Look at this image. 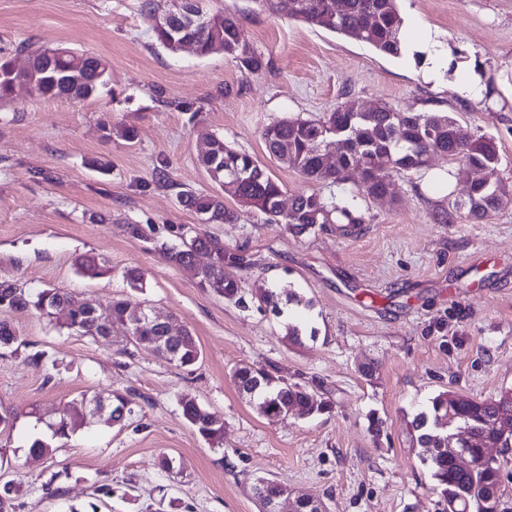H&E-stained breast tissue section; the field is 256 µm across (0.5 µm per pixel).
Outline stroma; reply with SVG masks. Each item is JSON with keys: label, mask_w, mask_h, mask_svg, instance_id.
Instances as JSON below:
<instances>
[{"label": "stroma", "mask_w": 512, "mask_h": 512, "mask_svg": "<svg viewBox=\"0 0 512 512\" xmlns=\"http://www.w3.org/2000/svg\"><path fill=\"white\" fill-rule=\"evenodd\" d=\"M145 0H0V57L21 46L69 47L107 63L105 84L81 101L17 88L0 104V281L51 287L101 311L127 299L191 331L199 361L182 368L114 325L81 336L33 310L0 306L18 334L0 349V410L19 417L0 430V485L16 512H259L248 492L265 477L326 503L330 512H444L411 423L444 391L491 399L512 388V201L479 224H438L433 211L466 199L467 182L426 185L394 177L384 198L358 197L352 233L319 224L300 233L245 211L206 232L243 254L233 267L235 304L168 263L161 243L200 225L185 191L215 185L198 161L211 134L247 152L286 195L349 193L307 182L271 158L268 125L316 118L353 100L446 112L468 135L493 136L497 178L512 185V0H401L405 24L441 31L463 60H479L488 96L473 100L425 82L415 65L359 41L260 10L255 0H205L234 13L268 63L247 73L216 52L170 51L154 41ZM139 138L128 143L118 128ZM106 172L89 169L92 159ZM148 232L133 235V226ZM105 259L89 279L74 259ZM139 268L143 291L123 273ZM286 288L303 303L278 317L250 299L258 286ZM301 329L288 339L289 325ZM41 353L40 366L28 358ZM241 363L277 370L330 400L323 414H259L232 376ZM126 394L118 424L85 415L64 439L48 423L82 398ZM194 397L224 420L210 447L182 416ZM378 421L371 430L370 421ZM54 453L29 452L33 438ZM172 471L158 465L160 455ZM110 486L103 495L101 486Z\"/></svg>", "instance_id": "obj_1"}]
</instances>
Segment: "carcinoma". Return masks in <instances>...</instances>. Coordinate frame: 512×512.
I'll list each match as a JSON object with an SVG mask.
<instances>
[{
	"label": "carcinoma",
	"instance_id": "carcinoma-1",
	"mask_svg": "<svg viewBox=\"0 0 512 512\" xmlns=\"http://www.w3.org/2000/svg\"><path fill=\"white\" fill-rule=\"evenodd\" d=\"M204 0H190L191 11L205 20L192 27L188 36L195 43L200 58L211 55L215 46L224 45V53L236 65L256 74L267 66L263 56L243 38L238 17L230 12L209 11ZM270 13L297 20L363 42L381 54L401 56L399 40L403 24L398 0H344L336 9V0H256ZM154 40L174 50L180 35L173 23L165 24L153 12L147 13ZM19 53L29 61L27 69H18L12 58L0 59V102L6 103L15 88L30 84L42 96L82 100L104 84L106 64L99 57L66 47H23ZM456 120L445 112L401 111L386 103H378L367 112L355 110V102L345 101L318 118L282 119L265 128L262 137L268 153L279 163L297 170L305 179L329 184L351 185L350 195L326 197L317 192H299L290 199L284 213L279 207L282 185L269 175L253 176L259 165L253 157L224 142V137L211 135L199 156L201 166L218 187L215 193L186 192L180 200L209 224H235L241 214L224 202V180L238 181L237 196L241 205L256 208L269 216V222L290 224L305 232L317 224H361L362 216L354 206L359 196L383 197L390 191L397 175L419 172L429 166L430 157L441 155L458 164L457 175L465 177L472 170L494 172L500 156L494 137L482 134L462 139L457 134ZM345 145L336 148V138ZM332 154L325 164L322 157ZM512 200V187L500 181H469L467 200L434 213L438 224H455L466 217L482 222L491 213ZM179 246L161 245L172 265L192 273L198 285L229 301H243L237 281L225 271L238 266L243 258L224 248V241L193 227L180 234ZM204 252L209 261L200 265L195 255ZM77 273L88 278L104 277L111 268L90 256L75 260ZM252 300L273 314H283L281 293L263 285L255 289ZM31 308L41 315L63 320L70 331L85 336L101 335V328L114 323L126 324L133 307L126 300L112 303L109 313L92 314L85 303L76 305L65 293L55 288H22L9 281L0 282V304ZM175 364L191 367L200 351L189 330H184ZM234 379L240 390L255 392L260 412L266 416L286 418L295 408L310 416L331 409V403L317 394L264 368L244 363L236 367ZM184 419L197 434L213 447L224 443V421L201 406L193 397L180 401ZM74 413L64 410L52 424V436L68 437ZM416 441L428 449L431 478L443 487L448 502L446 512H512L504 500L501 462L483 461L485 448H512V389L499 398L478 400L467 395L442 392L433 398L426 412L412 421ZM467 431L470 440L461 449L475 466L461 469L448 458V437L455 431Z\"/></svg>",
	"mask_w": 512,
	"mask_h": 512
}]
</instances>
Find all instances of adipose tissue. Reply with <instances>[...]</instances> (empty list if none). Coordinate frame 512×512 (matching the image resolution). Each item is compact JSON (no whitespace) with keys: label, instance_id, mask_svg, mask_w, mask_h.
<instances>
[{"label":"adipose tissue","instance_id":"adipose-tissue-1","mask_svg":"<svg viewBox=\"0 0 512 512\" xmlns=\"http://www.w3.org/2000/svg\"><path fill=\"white\" fill-rule=\"evenodd\" d=\"M401 50L407 60L421 58L424 79L437 86L451 85L449 68L453 67L460 71L465 67L464 62L455 61L451 48L435 30L427 29L419 34H407L402 39Z\"/></svg>","mask_w":512,"mask_h":512}]
</instances>
